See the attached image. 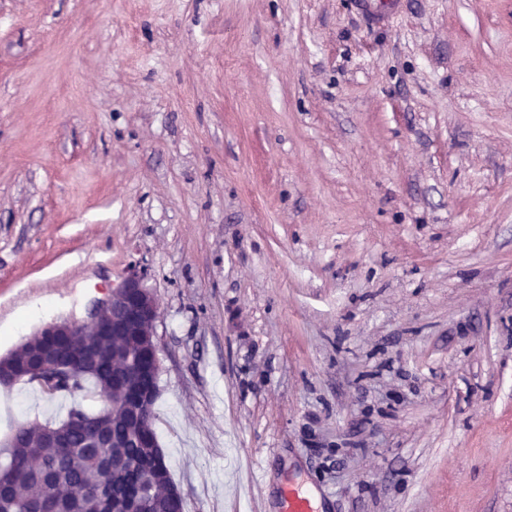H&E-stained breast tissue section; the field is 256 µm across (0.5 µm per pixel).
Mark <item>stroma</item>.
I'll list each match as a JSON object with an SVG mask.
<instances>
[{
	"label": "stroma",
	"mask_w": 512,
	"mask_h": 512,
	"mask_svg": "<svg viewBox=\"0 0 512 512\" xmlns=\"http://www.w3.org/2000/svg\"><path fill=\"white\" fill-rule=\"evenodd\" d=\"M372 8L0 0V355L139 263L184 512H512V0ZM321 496L302 486L288 485L284 490L281 512H322Z\"/></svg>",
	"instance_id": "35a3bbf8"
}]
</instances>
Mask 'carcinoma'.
I'll use <instances>...</instances> for the list:
<instances>
[{
  "mask_svg": "<svg viewBox=\"0 0 512 512\" xmlns=\"http://www.w3.org/2000/svg\"><path fill=\"white\" fill-rule=\"evenodd\" d=\"M47 347L59 365L70 368L69 379L62 385L30 374ZM10 361L21 381L37 384L50 397H74L89 382L97 394L112 387V348H106L89 371L75 355L72 336H46L37 347L25 345L14 351ZM95 418L97 414L80 407L70 409L66 443L50 442L42 423L19 426L13 447H0V512H112V497L99 495L104 485L116 496L139 498L142 512H175L178 505L166 492L173 480L162 449L137 448L132 442L124 448H100L91 442ZM106 424L109 435L125 442L129 425L120 412L106 416ZM41 464L58 477L51 494L44 489L38 470Z\"/></svg>",
  "mask_w": 512,
  "mask_h": 512,
  "instance_id": "obj_1",
  "label": "carcinoma"
}]
</instances>
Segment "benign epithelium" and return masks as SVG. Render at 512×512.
Instances as JSON below:
<instances>
[{
    "label": "benign epithelium",
    "mask_w": 512,
    "mask_h": 512,
    "mask_svg": "<svg viewBox=\"0 0 512 512\" xmlns=\"http://www.w3.org/2000/svg\"><path fill=\"white\" fill-rule=\"evenodd\" d=\"M145 278V273L133 265L86 320H54L33 333L35 339L41 336L144 337L143 347L147 349L148 363L140 360L116 363L117 374L112 377L113 385L126 390L118 407L125 413L133 430L150 414L157 396V388L136 384L133 372L149 370L155 377L160 372L155 332L159 307L155 295L145 286Z\"/></svg>",
    "instance_id": "obj_1"
}]
</instances>
